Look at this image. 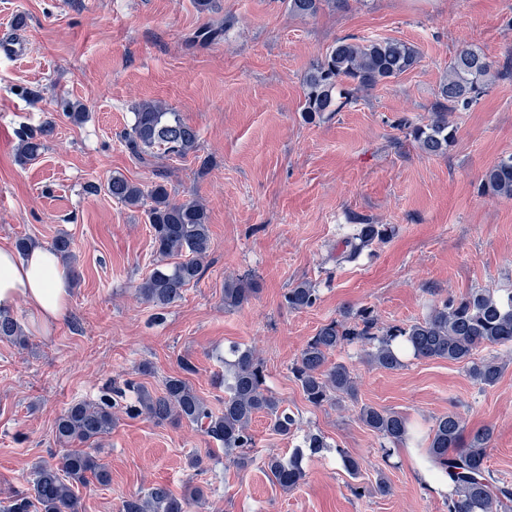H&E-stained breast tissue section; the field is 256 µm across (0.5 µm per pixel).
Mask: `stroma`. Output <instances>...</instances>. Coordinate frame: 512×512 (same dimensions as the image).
<instances>
[{
	"label": "stroma",
	"mask_w": 512,
	"mask_h": 512,
	"mask_svg": "<svg viewBox=\"0 0 512 512\" xmlns=\"http://www.w3.org/2000/svg\"><path fill=\"white\" fill-rule=\"evenodd\" d=\"M225 18L232 25L219 40L185 46L186 35ZM7 21L20 24L28 53L0 55V247L68 235L78 280L61 321L33 322L21 301L12 313L27 346L0 340V491L27 489L36 463L63 454L57 419L71 403L97 400L112 380L136 377L158 391L186 357L197 368L191 384L218 405L224 391L214 379L224 367L216 355L232 343L254 350L301 434L281 437L256 415L253 462L240 468L212 463L223 450L194 425L117 409L111 433L93 445L111 481L81 487L79 512H122L123 500L157 484L187 499V512H447L408 456L384 462L380 439L359 419L364 405L405 416L422 449L448 412H460L471 430L492 425L487 464L512 483V352L476 351L506 364L484 387L463 363L410 360L387 371L345 347L328 361L353 370L357 396L320 407L290 372L307 340L345 310L364 306L381 323L401 324L423 318L439 297L512 290V199L479 189L483 173L512 155V73L455 114L457 141L445 155L421 154L400 126L429 120L462 46L498 67L512 57V0H327L312 17L291 14L285 0H216L206 14L194 0H0V24ZM347 36L406 41L422 61L306 123L304 79ZM144 100L165 102L199 132L197 157L165 167L177 198L203 201L212 239L202 279L159 321L136 295L156 261L144 214L86 190L115 175L154 181L153 166L136 162L119 138ZM70 102L86 106L83 122L66 117ZM49 119L56 131L40 157L21 160L19 131ZM356 224L394 232L357 263L337 264ZM246 274L258 293L225 308V280ZM302 281L319 299L288 310L283 295ZM144 363L150 372L138 374ZM310 432L328 446L305 458L297 487L283 490L261 459L270 448L290 456ZM340 447L359 459L358 475L341 467ZM196 457L211 464L199 476ZM381 473L388 494L354 496Z\"/></svg>",
	"instance_id": "stroma-1"
}]
</instances>
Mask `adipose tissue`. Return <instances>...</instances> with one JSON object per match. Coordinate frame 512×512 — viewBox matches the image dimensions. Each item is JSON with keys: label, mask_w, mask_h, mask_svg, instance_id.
Returning a JSON list of instances; mask_svg holds the SVG:
<instances>
[{"label": "adipose tissue", "mask_w": 512, "mask_h": 512, "mask_svg": "<svg viewBox=\"0 0 512 512\" xmlns=\"http://www.w3.org/2000/svg\"><path fill=\"white\" fill-rule=\"evenodd\" d=\"M70 295L61 259L51 248L37 246L25 254L0 248V309L25 302L32 320L51 325L63 318Z\"/></svg>", "instance_id": "1"}]
</instances>
